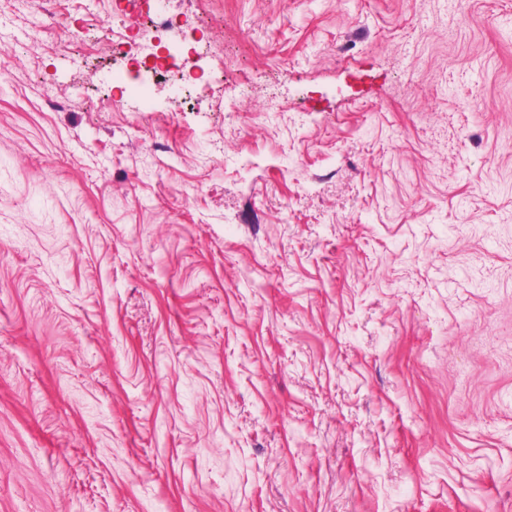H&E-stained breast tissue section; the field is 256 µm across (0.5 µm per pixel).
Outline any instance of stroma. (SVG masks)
I'll list each match as a JSON object with an SVG mask.
<instances>
[{
    "mask_svg": "<svg viewBox=\"0 0 512 512\" xmlns=\"http://www.w3.org/2000/svg\"><path fill=\"white\" fill-rule=\"evenodd\" d=\"M166 9L0 0V512H512V0Z\"/></svg>",
    "mask_w": 512,
    "mask_h": 512,
    "instance_id": "35a3bbf8",
    "label": "stroma"
}]
</instances>
